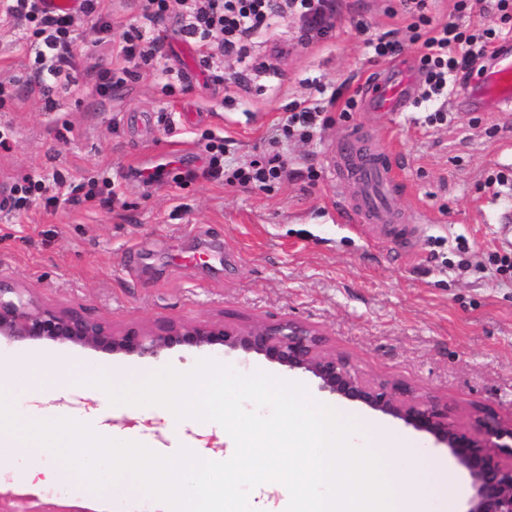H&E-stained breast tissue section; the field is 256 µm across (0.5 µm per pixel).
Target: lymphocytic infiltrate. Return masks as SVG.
I'll use <instances>...</instances> for the list:
<instances>
[{
  "instance_id": "1",
  "label": "lymphocytic infiltrate",
  "mask_w": 512,
  "mask_h": 512,
  "mask_svg": "<svg viewBox=\"0 0 512 512\" xmlns=\"http://www.w3.org/2000/svg\"><path fill=\"white\" fill-rule=\"evenodd\" d=\"M39 0H5L0 14L6 22L33 29L37 40L31 48L37 67L34 84L42 87L55 82L65 67L72 64L78 44L73 35L76 17L95 18L98 0H80L77 8L46 13ZM171 0H140V29L123 32L110 44L116 60L126 63L153 56L159 39L155 32L165 21ZM181 6L179 30L208 43L213 33L224 36L225 50L240 48L242 42L262 29L285 21L288 12H296L300 23V41L309 42L327 36L335 26L336 0H178ZM404 11L412 19V30L423 31L425 39L418 69L427 85L422 97L431 99L447 89L458 71L469 69L474 61L472 47L477 39L491 44L498 40V26H488L481 35L460 30L455 24L432 25L426 13L427 0H402Z\"/></svg>"
}]
</instances>
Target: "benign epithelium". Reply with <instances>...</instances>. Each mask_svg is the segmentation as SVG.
Here are the masks:
<instances>
[{"instance_id":"benign-epithelium-1","label":"benign epithelium","mask_w":512,"mask_h":512,"mask_svg":"<svg viewBox=\"0 0 512 512\" xmlns=\"http://www.w3.org/2000/svg\"><path fill=\"white\" fill-rule=\"evenodd\" d=\"M13 341L70 342L110 353L156 358L174 346L212 347L262 354L290 370H303L320 388L339 398L403 421L430 436L470 479L473 494L465 512H512V417L477 411L467 422L448 400L422 393L410 384L368 379L341 354L324 349L313 325L293 319L246 326L221 321L170 322L163 328L111 326L73 311L41 308L20 288L0 286V338ZM3 512H32L25 498L0 493Z\"/></svg>"}]
</instances>
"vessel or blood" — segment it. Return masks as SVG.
Returning <instances> with one entry per match:
<instances>
[{
    "label": "vessel or blood",
    "mask_w": 512,
    "mask_h": 512,
    "mask_svg": "<svg viewBox=\"0 0 512 512\" xmlns=\"http://www.w3.org/2000/svg\"><path fill=\"white\" fill-rule=\"evenodd\" d=\"M412 99L406 83L383 79L368 90L367 105L375 112H401ZM462 111H508L512 109V40L504 41L480 78L465 87L459 96ZM336 166L345 180L357 190V202L348 211L349 218L358 224L373 226L380 235L401 237L411 225L431 223L425 212L401 215L395 208V174L390 160L378 152L364 156L340 149Z\"/></svg>",
    "instance_id": "obj_1"
}]
</instances>
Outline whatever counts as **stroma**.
<instances>
[{"label":"stroma","instance_id":"35a3bbf8","mask_svg":"<svg viewBox=\"0 0 512 512\" xmlns=\"http://www.w3.org/2000/svg\"><path fill=\"white\" fill-rule=\"evenodd\" d=\"M410 22L400 0H339L325 39L298 43L291 21L255 35L243 65L220 47L172 34L155 56L129 63L123 87L104 93L97 73L113 60L98 46L97 22L83 18L73 65L32 94L30 42L0 27V135L9 143L0 149V194L13 200L30 175L47 186L46 196L0 211V282L25 289L39 306L117 330L298 318L367 376L409 382L465 417L482 407L512 416V223L500 221L512 210V189L496 194L485 185L500 172L512 177V111H457L472 80L463 73L423 102L421 45ZM369 34L401 42L402 53L372 57ZM386 77L413 83L404 111L368 110V82ZM302 103L322 106L320 126L306 142L282 138L280 126ZM438 109L447 121L428 123ZM350 129L393 155L401 212L427 210L433 223L384 240L367 225L337 222V202L353 194L334 166ZM217 143L227 169L279 153L288 175L268 190L214 179ZM146 160L164 165L161 180L140 176ZM203 358L303 382L318 402L367 424L364 445L398 455L391 481L409 486L446 467L463 512L468 476L430 438L263 355L176 346L152 359L70 342L0 341V370L17 379L6 392L20 416L62 415L100 432L117 426L165 454L194 446L223 461L227 444L216 423L173 427L165 408L130 414L55 378L65 367L78 376L109 366L117 381L139 380L167 366L190 370Z\"/></svg>","mask_w":512,"mask_h":512}]
</instances>
